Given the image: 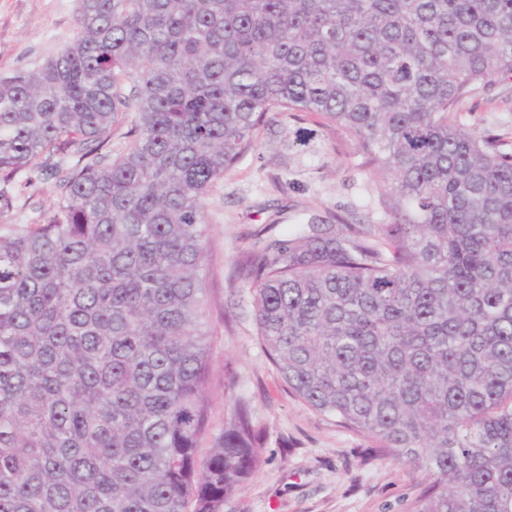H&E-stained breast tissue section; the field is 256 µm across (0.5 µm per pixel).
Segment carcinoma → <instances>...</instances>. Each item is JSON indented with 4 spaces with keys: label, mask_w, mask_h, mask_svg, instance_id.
Instances as JSON below:
<instances>
[{
    "label": "carcinoma",
    "mask_w": 512,
    "mask_h": 512,
    "mask_svg": "<svg viewBox=\"0 0 512 512\" xmlns=\"http://www.w3.org/2000/svg\"><path fill=\"white\" fill-rule=\"evenodd\" d=\"M0 75V512H230L245 405L209 454L205 201L273 112L347 135L380 224H303L237 262L307 407L430 481L406 512H512V149L458 111L512 80V0H76ZM134 140L101 153L126 113ZM17 199L14 208L0 215L2 224H31L40 211L49 207L57 195V179L46 174H34L26 184V175L17 179Z\"/></svg>",
    "instance_id": "cac0c4a2"
}]
</instances>
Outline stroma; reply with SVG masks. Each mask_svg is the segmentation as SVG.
<instances>
[{
  "label": "stroma",
  "instance_id": "1",
  "mask_svg": "<svg viewBox=\"0 0 512 512\" xmlns=\"http://www.w3.org/2000/svg\"><path fill=\"white\" fill-rule=\"evenodd\" d=\"M75 6V0H0V74L70 42ZM460 108L477 128L512 139V83L482 87ZM360 162L352 142L328 133L319 116L273 113L258 147L206 199L209 433L222 431L242 397L262 435L263 463L238 493L235 512H405L427 481L423 472L377 457L369 439L336 426L289 392L256 340L249 289L234 275L241 252L265 225L286 236L335 215L353 224L380 222L382 191ZM16 195L0 223L35 222L54 202L57 180L18 178Z\"/></svg>",
  "mask_w": 512,
  "mask_h": 512
}]
</instances>
